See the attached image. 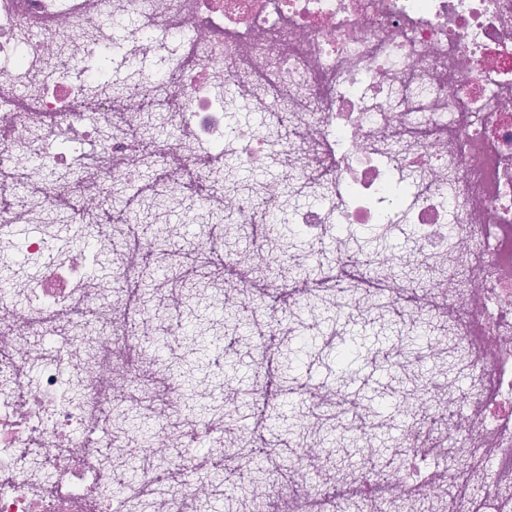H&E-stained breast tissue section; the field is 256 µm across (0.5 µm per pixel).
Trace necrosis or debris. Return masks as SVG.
Wrapping results in <instances>:
<instances>
[{
    "mask_svg": "<svg viewBox=\"0 0 512 512\" xmlns=\"http://www.w3.org/2000/svg\"><path fill=\"white\" fill-rule=\"evenodd\" d=\"M6 273L0 512H471L487 456L483 510L512 512V0H0ZM210 308L256 372L200 393ZM370 322L399 329L367 356L402 382L403 464L325 445L380 431L329 381L267 431L266 376L295 382L269 337L329 355ZM272 446L288 475L243 471Z\"/></svg>",
    "mask_w": 512,
    "mask_h": 512,
    "instance_id": "1",
    "label": "necrosis or debris"
}]
</instances>
